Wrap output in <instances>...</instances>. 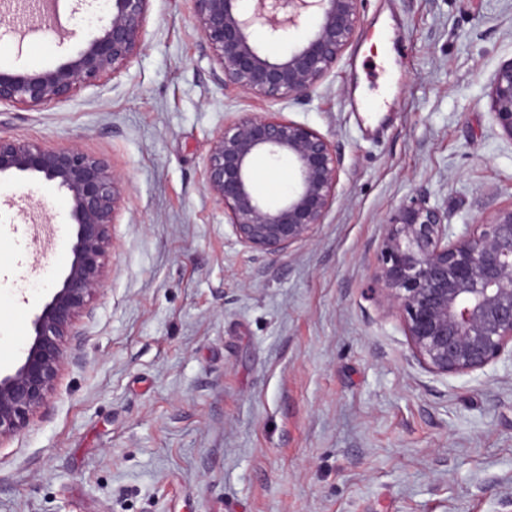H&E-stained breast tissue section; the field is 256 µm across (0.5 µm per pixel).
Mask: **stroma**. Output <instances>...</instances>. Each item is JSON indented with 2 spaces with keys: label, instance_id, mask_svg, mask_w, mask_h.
Segmentation results:
<instances>
[{
  "label": "stroma",
  "instance_id": "obj_1",
  "mask_svg": "<svg viewBox=\"0 0 512 512\" xmlns=\"http://www.w3.org/2000/svg\"><path fill=\"white\" fill-rule=\"evenodd\" d=\"M363 28L297 101L222 90L191 0H150L120 75L0 134L78 145L124 182L111 269L79 362L0 446V512H500L512 494V359L419 364L370 295L390 216L414 196L454 231L512 203V140L488 84L512 58V0H364ZM79 41L0 37V66ZM388 88L382 111L366 97ZM281 113L335 141L337 198L311 240L248 252L203 169L225 121ZM74 228L54 186L0 180V370L62 280Z\"/></svg>",
  "mask_w": 512,
  "mask_h": 512
}]
</instances>
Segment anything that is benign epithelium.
I'll return each mask as SVG.
<instances>
[{
  "mask_svg": "<svg viewBox=\"0 0 512 512\" xmlns=\"http://www.w3.org/2000/svg\"><path fill=\"white\" fill-rule=\"evenodd\" d=\"M150 0H104L98 36L66 62L44 70L0 68V105L39 109L117 76L143 45ZM196 26L213 53L217 84L267 100L298 99L336 67L361 31L362 0H192ZM265 28L288 48L266 53ZM490 110L512 140V59L489 81ZM286 161L288 192L277 202L256 186L261 159ZM342 154L306 124L250 114L224 123L204 167L208 193L224 208L237 243L262 256L309 240L336 202ZM27 173L53 184L75 228L71 258L58 288L35 315L21 364L0 374V445L45 406L66 361L81 354V320L109 275L112 227L121 177L78 146L47 150L0 135V177ZM372 294L395 313L413 354L429 370L464 375L512 358V204L459 234L448 213L419 195L386 223Z\"/></svg>",
  "mask_w": 512,
  "mask_h": 512,
  "instance_id": "7a95c632",
  "label": "benign epithelium"
}]
</instances>
